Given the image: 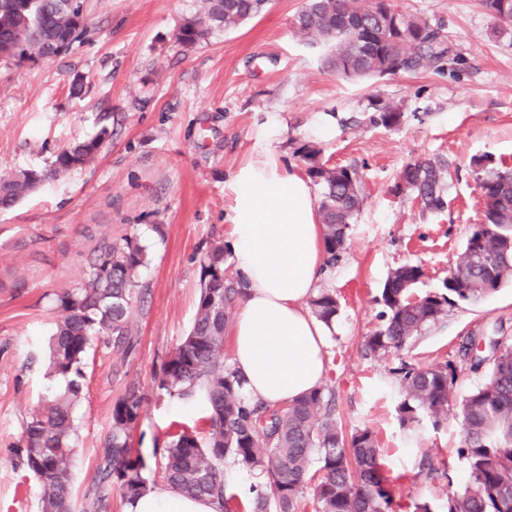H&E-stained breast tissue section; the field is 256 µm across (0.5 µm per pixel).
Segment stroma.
Returning <instances> with one entry per match:
<instances>
[{
    "mask_svg": "<svg viewBox=\"0 0 512 512\" xmlns=\"http://www.w3.org/2000/svg\"><path fill=\"white\" fill-rule=\"evenodd\" d=\"M396 2L441 24L450 49L443 70L337 76L324 68L320 46L294 32L303 0H271L258 17L190 48L176 34L200 0H85V33L68 52L20 65L0 60V172L48 174L62 149L109 132L93 162L48 175L0 208V512H41L38 481L12 458L26 421L58 385L44 357L56 296L78 287L95 247L135 236L147 258L134 349L97 341L85 359L74 412L76 499L98 489L112 407L127 386L149 398L135 432L144 453L176 425L205 430L203 398L158 396L154 377L194 321L201 263L231 230V179L264 159L271 116L284 128L270 147L284 166L301 168L297 150L312 142L322 161L357 168L364 187L347 248L320 282L339 301L325 382L331 416L344 431L377 433L401 512L422 503L443 512L448 493L467 479L460 419L452 410L437 426L402 425L394 370L403 362L450 365L458 398L481 385L485 374L471 370L465 349L512 337V285L479 304L448 307L399 352L372 356L364 338L381 324L378 299L395 268H422L415 294L442 291L482 218L476 159H512V41L495 34L481 0ZM373 100L399 106L401 123H371ZM318 115L333 117V137L312 139L307 128ZM419 158L448 166L440 212H421L396 188ZM101 492L102 512H125L117 488Z\"/></svg>",
    "mask_w": 512,
    "mask_h": 512,
    "instance_id": "35a3bbf8",
    "label": "stroma"
}]
</instances>
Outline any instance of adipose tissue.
<instances>
[{
    "mask_svg": "<svg viewBox=\"0 0 512 512\" xmlns=\"http://www.w3.org/2000/svg\"><path fill=\"white\" fill-rule=\"evenodd\" d=\"M228 248L241 280L239 312L229 326L242 394L284 405L324 382L328 324L307 307L324 273L323 226L311 181L274 154L235 173ZM126 512H220L207 498L147 493Z\"/></svg>",
    "mask_w": 512,
    "mask_h": 512,
    "instance_id": "1",
    "label": "adipose tissue"
}]
</instances>
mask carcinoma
Listing matches in <instances>:
<instances>
[{
  "label": "carcinoma",
  "mask_w": 512,
  "mask_h": 512,
  "mask_svg": "<svg viewBox=\"0 0 512 512\" xmlns=\"http://www.w3.org/2000/svg\"><path fill=\"white\" fill-rule=\"evenodd\" d=\"M270 0H201L200 11L184 19L178 42L192 47L215 30L236 28L260 14ZM495 32L512 38V0H483ZM84 0H0V58L15 62L60 56L57 47L73 45L84 34L75 18ZM302 38L317 37L326 47L323 65L347 79L416 73L443 66L448 54L441 25L399 9L395 0H305L294 15ZM371 121L394 127L400 109L380 100L371 103ZM95 138L60 151L55 174L92 162ZM297 153L305 172L320 189L318 211L324 224V248L333 261L344 250L348 231L362 203V181L353 167H336L320 159L313 144ZM477 189L483 208L445 292L411 295L423 275L421 267L394 269L382 288L383 324L364 337L373 356L400 351L457 302L478 303L512 279V163L476 162ZM33 170L0 174V206L10 207L44 180ZM444 166L431 159L407 164L396 189L415 195L426 211L444 207ZM144 247L134 236L90 255L79 287L57 296V318L49 339L48 373L63 386L45 398L26 422L18 465L39 481L41 512H75L71 490L72 412L82 398L80 365L93 337L105 336L119 350L132 347L133 301ZM202 286L190 332L168 355L156 376L157 389L171 398L203 394L209 433L201 440L189 428L168 434L164 446L146 455L134 446L133 432L145 411L146 397L133 386L112 407V430L102 448L99 484L117 487L124 500L163 486L197 497H212L226 507L224 459L229 457L263 481L252 487L248 512H301L304 489L311 488L314 512H391L393 496L381 472L382 448L376 433L356 429L349 436L328 413L326 389L291 404H252L241 381L224 367L227 313L241 286L224 268V244L211 247L202 264ZM312 313L332 322L336 296L321 290L310 299ZM404 400L402 422L420 413L439 423L456 405L464 431L461 454L468 464L465 486L448 494L447 512H512V342L496 341V358L483 384L453 403L456 372L401 364Z\"/></svg>",
  "instance_id": "cac0c4a2"
}]
</instances>
